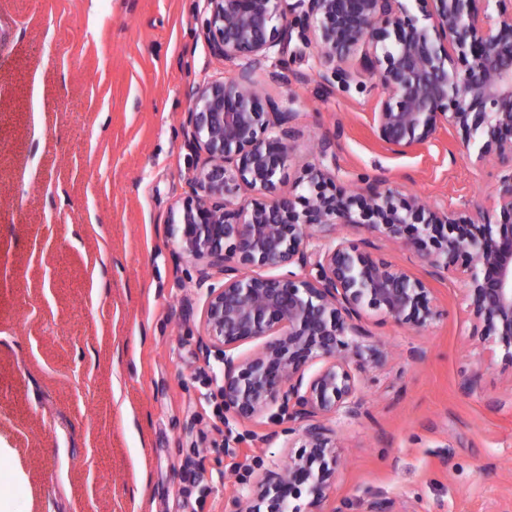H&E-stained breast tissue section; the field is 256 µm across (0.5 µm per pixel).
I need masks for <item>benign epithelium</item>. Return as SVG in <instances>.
Listing matches in <instances>:
<instances>
[{"label": "benign epithelium", "instance_id": "obj_1", "mask_svg": "<svg viewBox=\"0 0 512 512\" xmlns=\"http://www.w3.org/2000/svg\"><path fill=\"white\" fill-rule=\"evenodd\" d=\"M417 2L419 18L402 0H208V49L234 74L189 94L185 126L197 165L170 210V234L199 263L203 354H221L224 419L256 422L276 407L296 436L288 447L299 445L287 466L232 497L233 512H339L331 485L340 444L326 421L365 413V376L387 356L364 342L367 311L420 329L444 315L431 280L459 278L470 335L488 353L463 392L476 391L499 354L512 369V0H496L495 20L476 0ZM296 41L318 47L316 76L327 89L336 78L360 88L363 74L375 78L372 128L391 150L432 144L447 126L479 137L476 162L500 172L491 196L500 220H486L482 206L440 214L416 196L400 206L381 178L347 196L329 193L338 167L327 138L319 165L305 170L309 196L297 210L279 192L296 113L256 76L274 57L279 70L268 78L285 79ZM357 54L362 70L343 67ZM241 190L265 200L238 203ZM339 224L416 250L425 275L374 255L366 238L337 237ZM215 272L224 275L218 287ZM252 340L262 341L255 353H235Z\"/></svg>", "mask_w": 512, "mask_h": 512}]
</instances>
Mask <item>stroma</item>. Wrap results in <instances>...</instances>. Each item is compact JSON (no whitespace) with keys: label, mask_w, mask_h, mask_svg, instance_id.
Returning <instances> with one entry per match:
<instances>
[{"label":"stroma","mask_w":512,"mask_h":512,"mask_svg":"<svg viewBox=\"0 0 512 512\" xmlns=\"http://www.w3.org/2000/svg\"><path fill=\"white\" fill-rule=\"evenodd\" d=\"M206 0H0V474L16 512H229L288 458L282 413L225 423L204 358L198 265L168 230L195 156L192 87L231 77L209 52ZM299 48L288 77L259 78L296 114L281 190L331 139L336 187L381 177L439 211L487 204L498 172L479 139L440 130L399 154L373 133L378 92L326 93ZM444 316L402 327L370 314L385 364L366 412L332 420L343 504L381 512H512V374L485 370L461 335L463 283L435 282ZM229 440L230 449L220 448Z\"/></svg>","instance_id":"35a3bbf8"}]
</instances>
